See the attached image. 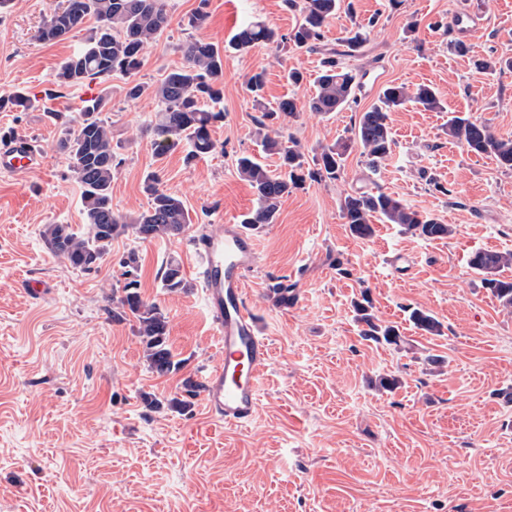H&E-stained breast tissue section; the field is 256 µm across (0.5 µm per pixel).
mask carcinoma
Returning a JSON list of instances; mask_svg holds the SVG:
<instances>
[{
    "instance_id": "obj_1",
    "label": "carcinoma",
    "mask_w": 512,
    "mask_h": 512,
    "mask_svg": "<svg viewBox=\"0 0 512 512\" xmlns=\"http://www.w3.org/2000/svg\"><path fill=\"white\" fill-rule=\"evenodd\" d=\"M341 0H305L303 21L287 34H280L263 22L243 27L230 41L238 52L258 43L289 42L297 48H313L322 38V27L340 9ZM96 19L97 26L84 39L83 48L68 58L59 68L56 81L61 86L75 87L87 81H106L116 72L134 75L143 65L146 45L168 26L164 0H61L38 31L44 42H53L83 30L87 18ZM184 63L171 70L155 86L132 83L126 91L131 99L149 92L161 105L152 122L153 144L160 155L175 151L182 140L190 142L189 161L212 154L216 148L211 136L214 123L224 119V113L204 107L207 100L219 97L217 83L223 77L224 61L218 48L202 38H192L182 46ZM341 51H333L322 59L317 77L316 93L306 107L316 113L330 114L343 110L356 98L360 79L353 70L340 66ZM408 103H417L430 111L443 108L436 92L429 86L410 90L403 84L383 87L378 103L361 113L351 136L321 148L315 156L317 169L303 171L304 153L283 145L277 137L264 136L266 151L278 155L280 174H272L253 156L243 154L236 159L239 175L252 187L257 208L246 215L242 223L255 229L276 220L278 204L300 188L306 177L335 179L344 170L349 151L357 146L372 172L392 154L393 138L389 113ZM32 99L23 92L0 98L1 111H25ZM104 99L101 96L84 101L76 124L63 122L59 151L82 189L81 199L86 223L76 230L69 224H50L43 232L49 250L63 256L69 263L86 272L99 267L109 254L112 240L132 234L146 241L174 238L184 234L190 217L184 202L160 187L158 178L149 174L144 179V191L149 207L135 215L120 216L112 209V176L120 160L112 147L110 126L102 118ZM448 137L467 152L489 155L499 167L512 171V140L497 137L490 127L469 116H454L448 120ZM342 217L352 235L367 238L374 221L398 224L404 230L425 239H435L452 233L431 214H422L401 200L380 189L357 191L341 203ZM471 269L481 276L488 290L506 309H512V280L501 278L503 268L512 266V252L478 251L469 261ZM120 265L124 268L123 287L112 292V319L134 322L143 346L149 370L167 376L180 370L182 361L176 358L169 344L168 318L155 303H150L139 291L140 257L136 250L125 253ZM160 288L166 293H185L192 284L186 279L181 263L170 257L159 272ZM355 321L362 324V336L376 344L400 347L404 337L396 325L379 321L367 296L354 303ZM409 321L424 335L441 334V323L431 313L414 308ZM184 395L173 396L167 402L143 396L147 407L159 409L166 405L176 411L190 407L200 385L190 378L183 381Z\"/></svg>"
}]
</instances>
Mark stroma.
I'll return each mask as SVG.
<instances>
[{
    "label": "stroma",
    "mask_w": 512,
    "mask_h": 512,
    "mask_svg": "<svg viewBox=\"0 0 512 512\" xmlns=\"http://www.w3.org/2000/svg\"><path fill=\"white\" fill-rule=\"evenodd\" d=\"M57 2L10 0L0 9V96L36 98L27 111L0 112V137L35 136L46 159L39 171L0 174V512H512V309L468 266L474 252L512 251V171L466 152L447 131L457 112L512 138V69L475 68L490 57L512 60V0H349L316 49L259 44L242 53L226 48L239 29L258 20L288 33L303 18L300 7L165 0L169 25L147 45L135 78L74 88L58 87L55 74L82 37L37 38ZM464 7L477 24L469 36L451 27ZM198 11L205 21L190 27ZM354 24L367 39L340 63L364 76L363 87L342 111L305 109L322 59ZM192 37L226 49L213 105L224 118L211 130L216 152L188 163L182 148L157 154L149 129L157 102L128 99L126 89L181 66ZM453 39L465 52L450 48ZM293 67L302 84L288 82ZM260 70L266 84L257 102L246 81ZM401 83L434 87L443 111L410 105L392 113V154L377 171L352 149L338 179L306 181L282 199L275 223L253 232L258 262L247 296L272 353L254 419L224 424L200 396L182 413L146 407L143 395L174 396L184 379L203 381L222 361L199 290L168 294L157 279L172 255L193 278L195 258L180 236L117 237L91 272L50 252L45 225L85 222L52 113L74 121L84 99L103 96L120 159L114 212L145 209L143 179L153 173L183 200L197 232L255 208L235 161L251 154L277 171L258 135L277 102L293 98L301 109L268 131L297 144L310 169L320 147L350 136L382 86ZM377 187L449 224L451 235L425 240L378 222L372 237H354L341 203ZM132 249L140 291L166 313L169 342L184 361L168 376L148 369L132 322L107 311L124 282L119 260ZM400 254L409 276L392 269ZM281 281L294 288L285 308L270 293ZM34 284L48 296L32 299ZM364 290L378 319L399 326L401 347L361 337L352 303ZM411 307L431 312L441 335L414 328ZM430 355L444 364L427 363ZM389 375L400 380L392 392L378 386Z\"/></svg>",
    "instance_id": "35a3bbf8"
}]
</instances>
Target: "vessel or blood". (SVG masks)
Masks as SVG:
<instances>
[{
  "instance_id": "vessel-or-blood-1",
  "label": "vessel or blood",
  "mask_w": 512,
  "mask_h": 512,
  "mask_svg": "<svg viewBox=\"0 0 512 512\" xmlns=\"http://www.w3.org/2000/svg\"><path fill=\"white\" fill-rule=\"evenodd\" d=\"M44 155L30 139L15 137L0 146V174L39 171ZM201 258L199 278L206 312L212 316L224 349L223 365L204 379L205 402L225 423L252 421L259 402V376L271 360V351L257 333V322L246 303L245 283L258 261L254 238L237 224L205 229L189 241Z\"/></svg>"
}]
</instances>
